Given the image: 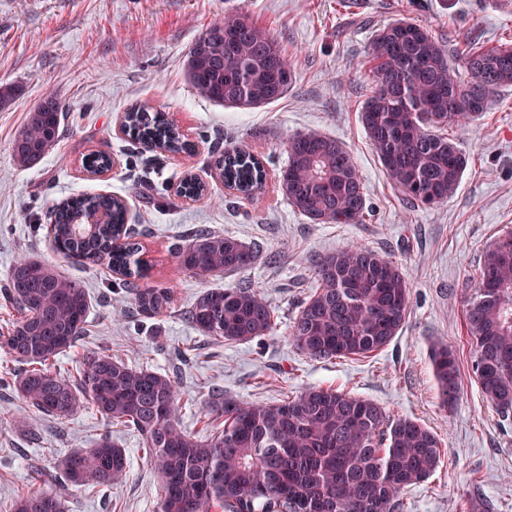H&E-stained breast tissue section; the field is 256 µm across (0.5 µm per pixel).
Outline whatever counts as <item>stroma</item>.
<instances>
[{
	"label": "stroma",
	"instance_id": "1",
	"mask_svg": "<svg viewBox=\"0 0 512 512\" xmlns=\"http://www.w3.org/2000/svg\"><path fill=\"white\" fill-rule=\"evenodd\" d=\"M265 27L295 71L287 94L252 109L199 98L186 76V53L224 14ZM409 19L461 61L473 43L512 41V8L492 0H0V86L15 89L0 107V282L20 255L54 264L85 285L89 329L60 355L57 370L77 377L87 355L105 352L126 364L178 374L179 423L207 433L204 406L212 389L253 404H277L312 386L365 397L390 415L418 419L443 442L444 459L426 482L405 490L399 512H512V421L501 422L471 370L465 304L489 242L512 230V88L498 92L468 127H451L468 157L460 186L447 201L422 207L403 199L373 154L358 115L372 86L368 46L373 32ZM66 106L62 138L40 162L15 164L11 143L29 110L46 94ZM140 102L165 112L192 154H164L130 144L118 130ZM332 136L351 151L368 200L359 224H314L284 199L278 177L287 140L298 132ZM260 157L266 181L259 201L225 188L210 164L214 143ZM102 151L115 165L91 175L84 155ZM205 184L200 197L179 196L185 176ZM90 190L121 197L129 210L146 285L173 291L170 307L151 317L127 297L121 275L106 266H75L49 243L50 207ZM258 247L252 267L201 279L179 268L175 249L196 227ZM354 243L392 260L410 287L402 331L369 357L315 361L299 353L287 328L313 291L316 258ZM260 289L277 316L269 335L240 344L193 328L184 313L210 288ZM448 345L458 358L459 398L439 403L431 350ZM0 512L32 490H50L61 458L103 435L126 448V475L95 493L70 490L67 512H158L157 474L141 436L111 429L100 415L77 409L57 421L34 415L12 389L0 388ZM36 459L47 480L32 482Z\"/></svg>",
	"mask_w": 512,
	"mask_h": 512
}]
</instances>
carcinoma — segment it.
<instances>
[{"mask_svg": "<svg viewBox=\"0 0 512 512\" xmlns=\"http://www.w3.org/2000/svg\"><path fill=\"white\" fill-rule=\"evenodd\" d=\"M374 90L360 110L372 150L399 192L413 204L433 206L453 197L467 165L457 142L438 133L473 122L493 95L512 87V43L474 45L458 78L448 48L407 20L375 32L368 47ZM195 93L229 105L280 99L295 79L288 55L267 28L226 14L195 39L187 55ZM65 104L48 94L29 111L12 141L21 167L42 160L61 138ZM126 135L167 153L190 151L178 128L147 104L129 109ZM213 164L229 189L258 194L266 172L259 157L239 147L214 149ZM110 155L82 160L90 172L106 171ZM281 192L313 224H356L367 210L362 178L344 143L317 132L288 138ZM91 212L108 221L90 229ZM55 252L84 265H105L126 277L139 310L152 316L171 301L172 289L139 284L148 268L136 255L127 208L118 196L71 195L49 212ZM258 255L234 236L205 227L177 250L178 265L199 278L245 270ZM316 289L291 321L289 338L303 355L331 361L366 357L388 346L402 330L409 284L397 264L354 245L319 258ZM4 291L19 319L0 335V348L27 366L14 380L22 400L40 414L69 417L84 403L109 425L132 428L157 471L159 512H395L400 495L440 466L441 438L410 417H392L379 404L332 388L309 387L272 405L239 401L217 391L212 403L222 429L199 438L178 424L175 378L131 367L109 354L86 357L79 380L54 370L61 354L84 335L90 310L86 288L45 260L21 257L7 273ZM196 329L230 344L266 336L277 317L251 286L212 288L186 312ZM472 371L497 414L512 416V232L485 250L465 310ZM443 406H454L460 368L446 345L431 352ZM125 449L105 434L59 465L63 488H100L122 479ZM64 493L30 492L11 512H66Z\"/></svg>", "mask_w": 512, "mask_h": 512, "instance_id": "1", "label": "carcinoma"}]
</instances>
